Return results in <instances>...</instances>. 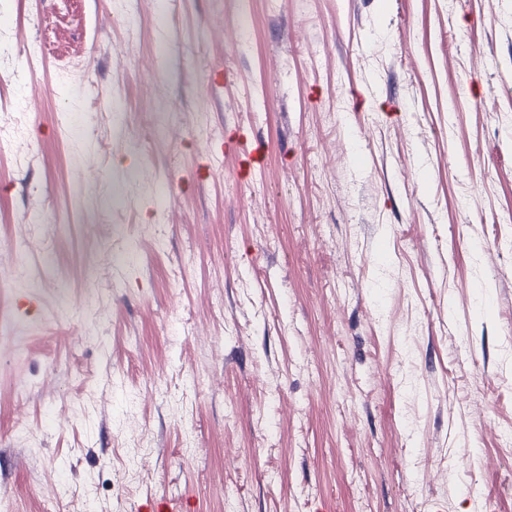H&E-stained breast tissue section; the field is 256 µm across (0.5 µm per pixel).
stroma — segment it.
<instances>
[{
	"instance_id": "stroma-1",
	"label": "stroma",
	"mask_w": 512,
	"mask_h": 512,
	"mask_svg": "<svg viewBox=\"0 0 512 512\" xmlns=\"http://www.w3.org/2000/svg\"><path fill=\"white\" fill-rule=\"evenodd\" d=\"M30 87L9 512H512V0H0ZM266 152L264 143L259 141L250 144L247 148H240L238 176L246 179L254 169L262 168L266 161Z\"/></svg>"
}]
</instances>
